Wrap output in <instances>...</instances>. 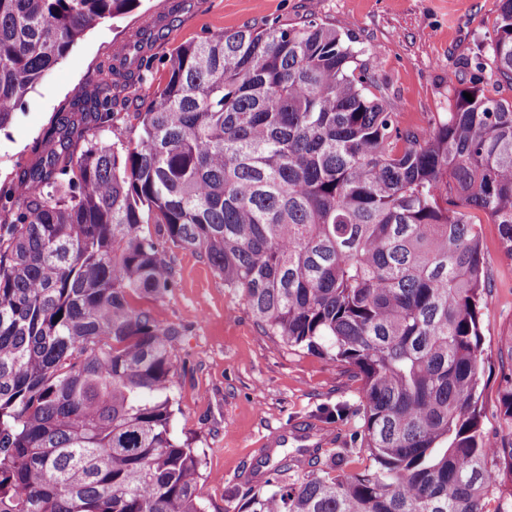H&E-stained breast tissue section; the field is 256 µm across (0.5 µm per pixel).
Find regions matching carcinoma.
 Returning a JSON list of instances; mask_svg holds the SVG:
<instances>
[{
	"instance_id": "carcinoma-1",
	"label": "carcinoma",
	"mask_w": 512,
	"mask_h": 512,
	"mask_svg": "<svg viewBox=\"0 0 512 512\" xmlns=\"http://www.w3.org/2000/svg\"><path fill=\"white\" fill-rule=\"evenodd\" d=\"M140 0H0V131L88 31ZM154 32L107 64L0 186V512H207L173 434L183 329L137 307L204 254L264 332L348 366L347 460L288 480L266 461L237 512H512V439L482 427L480 211L512 259V0L492 65L448 78L455 108L400 126L350 38L317 19L178 47L136 141L112 86L153 76ZM470 93V102L464 93ZM512 425V375L501 391Z\"/></svg>"
}]
</instances>
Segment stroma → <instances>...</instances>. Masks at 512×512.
<instances>
[{
  "label": "stroma",
  "mask_w": 512,
  "mask_h": 512,
  "mask_svg": "<svg viewBox=\"0 0 512 512\" xmlns=\"http://www.w3.org/2000/svg\"><path fill=\"white\" fill-rule=\"evenodd\" d=\"M498 15L499 0H142L132 12L85 34L29 94L24 109L0 132V186L36 162V140L88 81L100 78L101 65L136 38L142 17L158 23L163 36L153 48L150 81L128 83L118 92L114 141L137 140L135 115L164 83L166 62L177 47L222 30L307 18L350 37L383 97L397 103L402 126L418 128L431 115L451 110L449 70L468 74L472 58L490 55ZM481 245L489 287L480 317L482 426L498 438L512 431L499 407L502 379L512 373V354L504 346L512 336V259L503 252L496 225H482ZM170 256L177 286L145 306L159 322L185 329L174 348L173 432L199 450L198 491L207 512H233L260 483L266 457L297 453L298 443L273 444L286 429L333 433V444L318 452L319 463L332 462L342 449L349 473L370 466L351 421L336 415L339 406L359 402L360 383L346 366L267 335L203 254L175 249Z\"/></svg>",
  "instance_id": "obj_1"
}]
</instances>
